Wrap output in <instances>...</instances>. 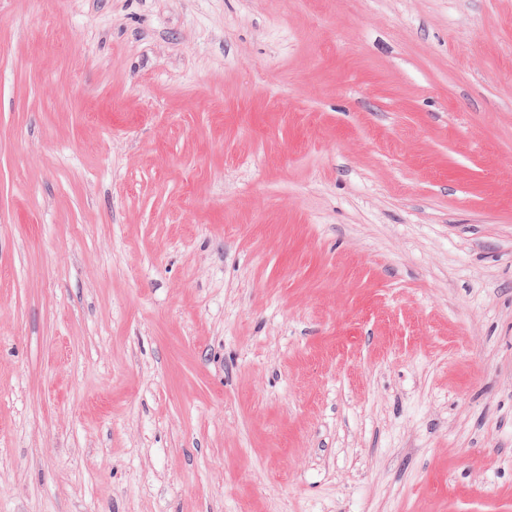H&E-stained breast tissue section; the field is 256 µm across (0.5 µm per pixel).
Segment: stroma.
Masks as SVG:
<instances>
[{"instance_id": "1", "label": "stroma", "mask_w": 512, "mask_h": 512, "mask_svg": "<svg viewBox=\"0 0 512 512\" xmlns=\"http://www.w3.org/2000/svg\"><path fill=\"white\" fill-rule=\"evenodd\" d=\"M0 512H512V0H0Z\"/></svg>"}]
</instances>
